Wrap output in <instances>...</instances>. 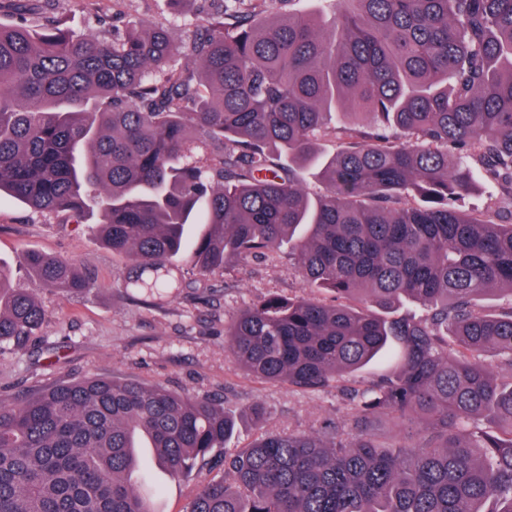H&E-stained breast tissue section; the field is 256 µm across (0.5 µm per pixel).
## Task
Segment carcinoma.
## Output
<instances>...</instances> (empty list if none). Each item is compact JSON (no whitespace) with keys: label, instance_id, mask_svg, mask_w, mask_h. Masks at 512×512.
<instances>
[{"label":"carcinoma","instance_id":"obj_1","mask_svg":"<svg viewBox=\"0 0 512 512\" xmlns=\"http://www.w3.org/2000/svg\"><path fill=\"white\" fill-rule=\"evenodd\" d=\"M214 2L186 45L144 19L110 38L0 23V199L76 223L96 204L123 287L150 301L183 287L175 258L206 277L290 243L336 303L240 310L228 357L255 379L318 391L394 348L352 390L351 432L265 433L185 512H512V381L480 359L512 365V305L479 304L512 295V0ZM482 181L497 202L456 208ZM24 262L65 296L92 288L71 261ZM409 301L427 314H396ZM47 319L0 266V347L26 351ZM381 414L425 433L388 448ZM235 427L219 400L112 378L0 402V512H154L140 442L180 477ZM506 359V355L492 347L486 349L482 355L483 362L496 377L508 380L512 377V369ZM387 370V363L384 360L375 361L361 371L356 373L354 376L345 378L346 382L342 384H354L355 386L363 389L369 386L375 379Z\"/></svg>","mask_w":512,"mask_h":512}]
</instances>
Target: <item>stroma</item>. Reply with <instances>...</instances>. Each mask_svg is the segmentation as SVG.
<instances>
[{
  "label": "stroma",
  "mask_w": 512,
  "mask_h": 512,
  "mask_svg": "<svg viewBox=\"0 0 512 512\" xmlns=\"http://www.w3.org/2000/svg\"><path fill=\"white\" fill-rule=\"evenodd\" d=\"M206 0H192L184 12L170 14L164 0H45L40 11L19 17L0 11V23L41 25L44 15L65 19L74 28L108 37L119 13L169 28L184 43L205 24ZM74 260L95 280L88 293L64 296L30 279L27 251ZM0 264L34 290L48 321L33 352L0 348V401L11 403L34 389L62 381L114 377L173 392L223 401L237 425L226 453L247 447L262 432L324 433L333 422H347L352 404L339 388L315 392L248 376L224 349V326L242 308L270 295L301 294L302 281L287 254L252 257L199 287L146 302L127 294L121 278L126 258L98 239L95 222L69 223L65 215L40 213L17 202L0 201ZM262 405L255 420L248 406ZM148 465L136 489L156 512H185L197 482L219 474L211 460L199 461L192 475L170 478L153 464L154 451L142 449Z\"/></svg>",
  "instance_id": "35a3bbf8"
}]
</instances>
